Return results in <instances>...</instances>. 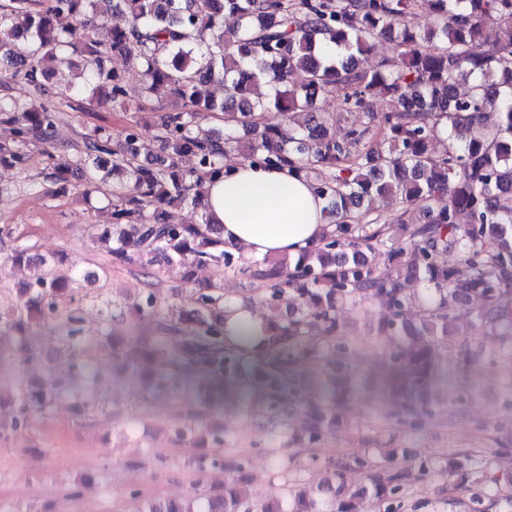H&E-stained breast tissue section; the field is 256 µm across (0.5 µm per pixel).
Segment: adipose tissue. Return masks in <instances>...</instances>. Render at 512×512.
Wrapping results in <instances>:
<instances>
[{"instance_id":"obj_1","label":"adipose tissue","mask_w":512,"mask_h":512,"mask_svg":"<svg viewBox=\"0 0 512 512\" xmlns=\"http://www.w3.org/2000/svg\"><path fill=\"white\" fill-rule=\"evenodd\" d=\"M205 190L211 222L248 256L297 254L317 244L326 228L324 202L312 182L285 170L236 162Z\"/></svg>"}]
</instances>
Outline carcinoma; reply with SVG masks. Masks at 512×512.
Returning a JSON list of instances; mask_svg holds the SVG:
<instances>
[{
    "label": "carcinoma",
    "mask_w": 512,
    "mask_h": 512,
    "mask_svg": "<svg viewBox=\"0 0 512 512\" xmlns=\"http://www.w3.org/2000/svg\"><path fill=\"white\" fill-rule=\"evenodd\" d=\"M30 0H12L0 13V72L24 80L35 97L28 104L0 100V121L13 126V144L0 143V165L22 166L21 147L50 140L59 114L48 99L58 78L83 57L85 81L75 87L90 101L123 104L124 76L112 68V54L132 60L145 98L161 94L171 107L158 127L163 155L154 165L139 163L142 137L133 129L118 149L111 137L88 135L80 149L81 195L89 199L109 179L112 223L98 225L97 242L114 262L138 264L145 288L132 304L134 316L160 313L156 273L159 256L182 265L184 286L195 284L196 269L209 266L220 276L241 275L261 285L258 305H283L264 349L250 353L253 328L240 327V344L227 341L221 283L192 291L188 309L159 320L158 343L112 337L113 366L140 379L151 391L179 388L188 377L232 387L254 365L262 404L272 422L297 406L301 424L290 443L313 448L344 421L347 405L362 380L345 360L349 338L339 309L383 298L390 309L378 335L394 344L385 359L392 373L395 416L420 426L445 414L432 393L446 358L437 340L465 315L491 325L487 356L512 349V0H51L44 10ZM237 25L224 30V9ZM422 9L431 18L424 29L411 22ZM87 32L77 45L64 21ZM108 29L106 43L97 30ZM379 38L394 42V55L376 68L362 56ZM303 79L296 84L295 73ZM219 85L218 100L212 87ZM382 96L391 112L368 110ZM337 104L339 112L321 108ZM275 110L280 123L265 122ZM206 112L224 114V132L199 123ZM361 112L342 138L329 123L338 113ZM237 153L260 167L286 168L313 180L325 199L327 231L296 257H246L226 246L205 212L206 180L224 169V156ZM196 158L191 171L181 168ZM67 161L52 163L48 179L55 193L72 186ZM401 200L397 223L382 221L378 201ZM187 212L169 224L162 206ZM465 213L469 223L461 225ZM383 253L387 275L370 259ZM66 258H42L45 273L18 289L9 314L0 315V338L13 339L18 355L36 361L24 346L33 326L73 301L75 281L56 274ZM422 282L421 294L405 285ZM478 296L485 307L469 308ZM311 376L286 386L300 362ZM59 394L50 380L26 383L15 404L13 426L50 407ZM176 439L204 448L222 442L223 431L192 406ZM404 448L377 459L353 457L336 479L312 480L289 488L287 497L266 505L253 500L242 462L211 461L232 471L224 490L199 498L192 508L180 499L149 502L136 512H362L371 498L383 512H400L414 473L430 464H398ZM496 464L474 454L448 457L442 472L448 493L471 492L470 512L491 504L512 505V442L492 451ZM345 470L362 476L349 487Z\"/></svg>",
    "instance_id": "carcinoma-1"
}]
</instances>
